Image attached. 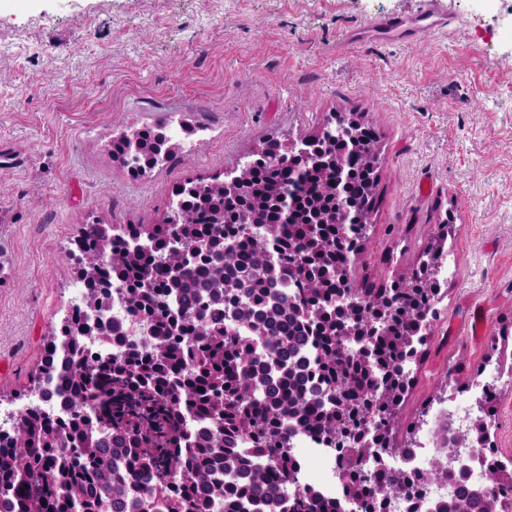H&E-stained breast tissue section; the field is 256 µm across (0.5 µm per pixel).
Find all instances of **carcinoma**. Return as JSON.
Here are the masks:
<instances>
[{"label": "carcinoma", "mask_w": 512, "mask_h": 512, "mask_svg": "<svg viewBox=\"0 0 512 512\" xmlns=\"http://www.w3.org/2000/svg\"><path fill=\"white\" fill-rule=\"evenodd\" d=\"M161 133L117 139L124 158L155 147ZM376 137L358 128L355 148L338 142L305 143L307 159L292 161L275 138L262 153L247 154L233 190L188 182L178 203L190 224H89L83 254L90 278L83 309L98 316L95 329L118 350L91 355L87 332L64 318L49 336L34 373L37 393L54 388L64 397L62 416L30 412L14 432L0 438V498L12 512H121L127 487L144 484L149 499L162 498L168 512H238L240 502L288 500L300 486V465L290 446L293 427L334 442L379 407L376 450L401 452L392 444L393 408L410 378L400 360L414 353L426 301L435 281L413 288L408 280L373 288L350 271L358 237L344 234L346 209L367 216L375 206L376 179L368 154ZM224 213V223L212 215ZM450 221L438 225L416 267L437 268ZM245 238L241 249L229 241ZM117 280L132 323L152 338L112 337V294ZM353 296L362 306L394 301L411 315L395 317L377 341L369 364L343 349L351 322L336 298ZM240 304L266 350L268 364L256 368L252 348L217 308L224 298ZM319 375L331 392L323 404L308 396ZM204 420L206 435L191 423ZM253 443L261 464L238 465V441ZM456 493L440 512H479L476 493L457 479ZM283 512L327 511L297 492Z\"/></svg>", "instance_id": "carcinoma-1"}]
</instances>
